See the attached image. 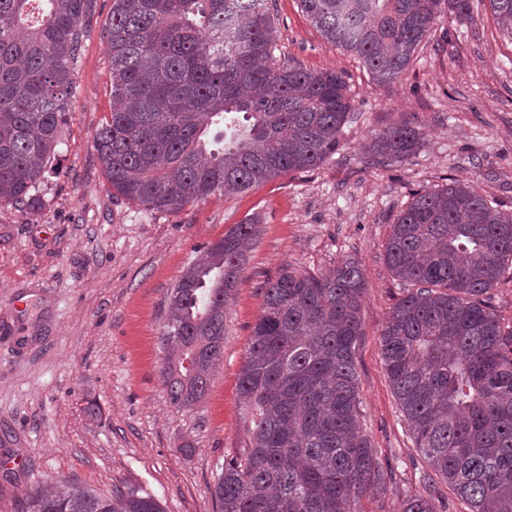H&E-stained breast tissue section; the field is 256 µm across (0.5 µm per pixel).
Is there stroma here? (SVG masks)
<instances>
[{
	"instance_id": "obj_1",
	"label": "stroma",
	"mask_w": 512,
	"mask_h": 512,
	"mask_svg": "<svg viewBox=\"0 0 512 512\" xmlns=\"http://www.w3.org/2000/svg\"><path fill=\"white\" fill-rule=\"evenodd\" d=\"M82 48L57 164L37 187V212L0 206V512H19L36 483L75 481L108 494L132 487L163 512H217V465L245 427L238 377L266 282L288 266L326 272L358 262L364 278L357 348L362 426L393 479L363 512H402L421 491L423 458L400 412L379 346L403 296L385 262L397 215L425 189L466 180L512 210V34L488 0L468 20L444 18L397 80L374 84L362 63L328 42L299 0H276V40L310 70L345 73L351 118L318 167L176 213L113 198L94 144L112 90L104 27ZM409 121L417 153L370 164L375 132ZM260 235L226 305L224 359L204 403L175 410L160 380V329L182 272L236 224ZM98 416L85 412L88 401Z\"/></svg>"
}]
</instances>
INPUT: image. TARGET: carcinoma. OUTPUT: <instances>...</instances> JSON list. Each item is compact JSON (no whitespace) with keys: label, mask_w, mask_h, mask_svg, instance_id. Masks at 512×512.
Masks as SVG:
<instances>
[{"label":"carcinoma","mask_w":512,"mask_h":512,"mask_svg":"<svg viewBox=\"0 0 512 512\" xmlns=\"http://www.w3.org/2000/svg\"><path fill=\"white\" fill-rule=\"evenodd\" d=\"M275 0H112V109L95 146L112 196L178 212L310 170L336 153L351 111L334 70L279 61ZM329 42L377 83L401 77L438 21L469 16L471 0H299ZM512 31V0H489ZM98 0H0V205L35 212L53 167L74 71ZM223 124L212 148L204 136ZM404 121L376 133L373 162L416 153ZM259 222L233 226L183 271L161 330L169 404L208 395L224 358V307ZM386 261L405 295L379 343L394 396L426 470L425 493L403 512H438L434 478L470 512H512V328L488 300L512 269V211L455 180L415 195L394 224ZM363 274L283 270L267 282L238 392L246 438L212 488L220 512H362L388 471L359 418L355 350L364 335ZM19 512H161L136 488L112 495L61 480L34 489Z\"/></svg>","instance_id":"carcinoma-1"}]
</instances>
